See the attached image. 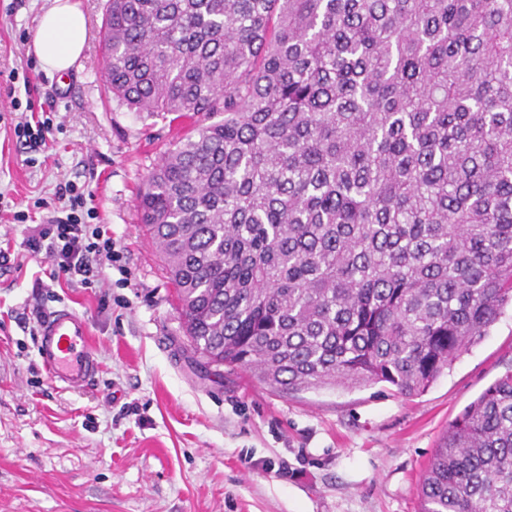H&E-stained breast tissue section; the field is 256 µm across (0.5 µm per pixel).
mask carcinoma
Masks as SVG:
<instances>
[{
	"label": "carcinoma",
	"instance_id": "obj_1",
	"mask_svg": "<svg viewBox=\"0 0 512 512\" xmlns=\"http://www.w3.org/2000/svg\"><path fill=\"white\" fill-rule=\"evenodd\" d=\"M120 104L200 125L138 201L204 366L425 392L512 305V0H107ZM420 512H512V371Z\"/></svg>",
	"mask_w": 512,
	"mask_h": 512
}]
</instances>
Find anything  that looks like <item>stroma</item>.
<instances>
[{"mask_svg": "<svg viewBox=\"0 0 512 512\" xmlns=\"http://www.w3.org/2000/svg\"><path fill=\"white\" fill-rule=\"evenodd\" d=\"M88 41L59 77L29 46L50 0H0V235L23 267L0 268V512H420L418 487L449 423L512 370V308L422 394L385 384L286 392L190 352L137 198L172 137L113 100L102 57L106 0H79ZM53 126L45 149L14 133L24 107ZM95 192L94 221L123 255V284L34 287L24 211L52 216L60 183ZM83 316L101 368L65 389L37 357L28 313Z\"/></svg>", "mask_w": 512, "mask_h": 512, "instance_id": "1", "label": "stroma"}]
</instances>
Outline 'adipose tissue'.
I'll return each mask as SVG.
<instances>
[{
  "mask_svg": "<svg viewBox=\"0 0 512 512\" xmlns=\"http://www.w3.org/2000/svg\"><path fill=\"white\" fill-rule=\"evenodd\" d=\"M87 21L78 0H52L39 19L30 50L47 73L68 71L80 59Z\"/></svg>",
  "mask_w": 512,
  "mask_h": 512,
  "instance_id": "obj_1",
  "label": "adipose tissue"
}]
</instances>
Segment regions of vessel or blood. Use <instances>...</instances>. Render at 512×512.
Segmentation results:
<instances>
[{
    "label": "vessel or blood",
    "mask_w": 512,
    "mask_h": 512,
    "mask_svg": "<svg viewBox=\"0 0 512 512\" xmlns=\"http://www.w3.org/2000/svg\"><path fill=\"white\" fill-rule=\"evenodd\" d=\"M38 355L48 377L66 389L86 386L100 369L85 318L66 307L43 323Z\"/></svg>",
    "instance_id": "1"
}]
</instances>
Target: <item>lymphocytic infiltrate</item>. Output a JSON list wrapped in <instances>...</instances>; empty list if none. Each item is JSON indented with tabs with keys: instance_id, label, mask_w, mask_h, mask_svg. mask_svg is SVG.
Returning <instances> with one entry per match:
<instances>
[{
	"instance_id": "lymphocytic-infiltrate-1",
	"label": "lymphocytic infiltrate",
	"mask_w": 512,
	"mask_h": 512,
	"mask_svg": "<svg viewBox=\"0 0 512 512\" xmlns=\"http://www.w3.org/2000/svg\"><path fill=\"white\" fill-rule=\"evenodd\" d=\"M59 198L68 204L62 214L51 216L43 224H30L24 212L15 218L26 226L22 245L34 256H42L45 265L36 287L59 282L72 287L99 288L111 279L112 269L122 256L115 248L109 230L84 221V210L93 204L95 194L88 187L65 183L58 187Z\"/></svg>"
}]
</instances>
